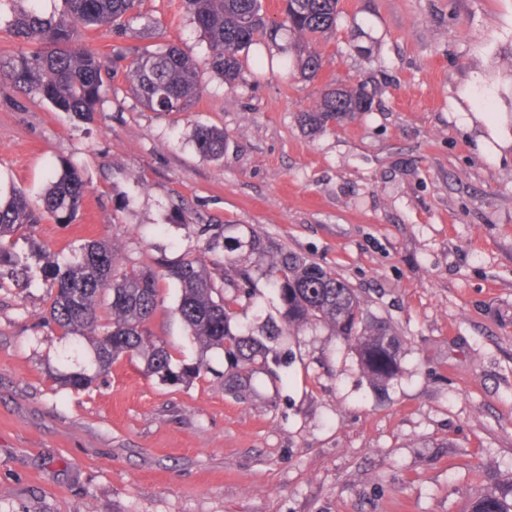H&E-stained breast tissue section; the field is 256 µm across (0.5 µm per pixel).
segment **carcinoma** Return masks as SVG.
<instances>
[{
	"label": "carcinoma",
	"instance_id": "cac0c4a2",
	"mask_svg": "<svg viewBox=\"0 0 512 512\" xmlns=\"http://www.w3.org/2000/svg\"><path fill=\"white\" fill-rule=\"evenodd\" d=\"M12 3L8 21L12 38L34 45L27 52L0 56V82L35 90L43 100L64 112L83 115L96 110L111 90V81L123 75L130 91L154 112H187L199 91V63L177 46L144 47L133 57L121 48L112 55L86 44L87 32L127 30L140 15L142 0H63V9L49 17ZM339 0H284L281 22L266 18L262 0H184V5L207 44L204 66L232 86L240 78L244 58L255 38H277L288 32L298 52L301 71L315 78L324 65L316 42L336 26ZM372 98L363 86L324 91L301 119L318 132L356 112H368ZM198 152L207 160L224 157V131L213 126L195 128ZM85 200V182L79 169L66 167L53 177L40 202H32L18 187L0 196V267L23 278L29 272L27 258L14 252L10 239L23 228L52 218L69 224ZM112 243L92 241L80 258L54 268L49 293V321L60 338H81L93 347L101 371L122 356H141L145 371L173 379L171 355L155 339L149 322L160 305L159 281L175 280L181 288L179 314L190 336L203 352L218 348L232 366H247L270 351L269 343L284 328L319 321L352 345L362 368L375 382L393 379L404 354V340L385 321L368 315L355 289L336 278L321 264L297 253L280 250L267 264L264 276L279 301L280 321L266 324L257 335L242 334L231 324L232 306L240 294L254 287L246 268H227L215 279L205 254L188 257L157 273L149 266L130 272L116 267ZM59 384L86 389L96 376L83 370L61 373ZM470 512H512V482L474 497Z\"/></svg>",
	"mask_w": 512,
	"mask_h": 512
}]
</instances>
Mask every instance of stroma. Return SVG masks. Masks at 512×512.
<instances>
[{
	"mask_svg": "<svg viewBox=\"0 0 512 512\" xmlns=\"http://www.w3.org/2000/svg\"><path fill=\"white\" fill-rule=\"evenodd\" d=\"M325 64L302 77L287 36L260 38L227 86L201 70L188 112H154L123 78L77 117L0 82V189L39 200L50 175L87 181L75 221L20 230L30 278L0 284V512H468L512 482V0H339ZM123 35L89 46L203 59L182 0H144ZM364 85L371 111L311 134L301 123L336 85ZM223 128L203 159L197 126ZM326 266L407 351L376 384L322 323L284 331L224 388L222 351L201 353L160 282L150 322L177 381L141 358L98 372L87 343L45 317L50 263L111 241L119 270L206 253L253 269L232 324L257 331L279 304L251 233ZM207 362L209 372L192 369ZM97 373L73 390L53 374Z\"/></svg>",
	"mask_w": 512,
	"mask_h": 512,
	"instance_id": "35a3bbf8",
	"label": "stroma"
}]
</instances>
